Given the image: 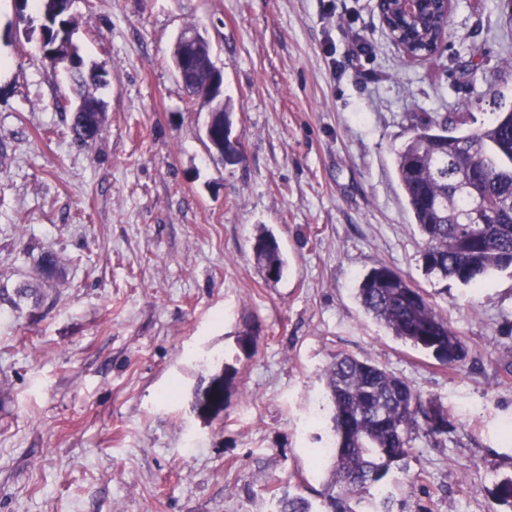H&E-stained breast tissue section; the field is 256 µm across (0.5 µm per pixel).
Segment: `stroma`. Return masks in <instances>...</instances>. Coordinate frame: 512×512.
Wrapping results in <instances>:
<instances>
[{"label": "stroma", "instance_id": "35a3bbf8", "mask_svg": "<svg viewBox=\"0 0 512 512\" xmlns=\"http://www.w3.org/2000/svg\"><path fill=\"white\" fill-rule=\"evenodd\" d=\"M374 4L73 0L72 42L108 73L85 149L68 73L0 0V512H276L268 484L303 495L331 478L311 411L339 353L448 411L447 436L414 442L408 508L492 512L512 475V273L477 289L426 274L395 152L424 114L475 127L512 108V9L454 0L445 46L420 60ZM188 27L224 72L237 162L209 151L208 107L173 71ZM263 228L276 279L253 252ZM380 263L448 319L460 367L364 312L356 288ZM227 367L226 408L200 413ZM253 251L257 261L265 267L267 274L274 270L282 273L284 261L276 238L272 234L261 233L254 241Z\"/></svg>", "mask_w": 512, "mask_h": 512}]
</instances>
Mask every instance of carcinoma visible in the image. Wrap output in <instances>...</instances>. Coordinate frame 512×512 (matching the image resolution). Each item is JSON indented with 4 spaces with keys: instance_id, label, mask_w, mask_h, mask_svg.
I'll use <instances>...</instances> for the list:
<instances>
[{
    "instance_id": "obj_1",
    "label": "carcinoma",
    "mask_w": 512,
    "mask_h": 512,
    "mask_svg": "<svg viewBox=\"0 0 512 512\" xmlns=\"http://www.w3.org/2000/svg\"><path fill=\"white\" fill-rule=\"evenodd\" d=\"M72 0L44 3L46 16L28 35H40L42 46L55 50L70 40L66 19ZM416 17L402 13L399 0H387L392 34L414 57L432 53L448 25L440 0H426ZM210 69L192 71L184 90L190 99H208ZM104 121L103 112H78L70 117L74 141L89 147ZM467 161L472 183L483 204L494 214L493 224L466 223L470 199L453 181L460 158ZM396 172L409 210L422 237L425 269L443 280L482 288V279L512 269V109L487 124L461 130L448 118L429 115L413 128L396 154ZM253 251L265 270L281 274L284 261L276 238L260 234ZM365 312L402 342L431 353L442 364L457 367L464 347L424 292L385 265L371 268L357 288ZM334 448L332 480L319 492L325 512H393L394 499H378L389 488L393 471L407 474L406 459L420 434H448V412L406 380L386 369L346 353H338L324 370ZM493 501L512 508V475L495 482ZM277 512H318L301 495H284Z\"/></svg>"
}]
</instances>
